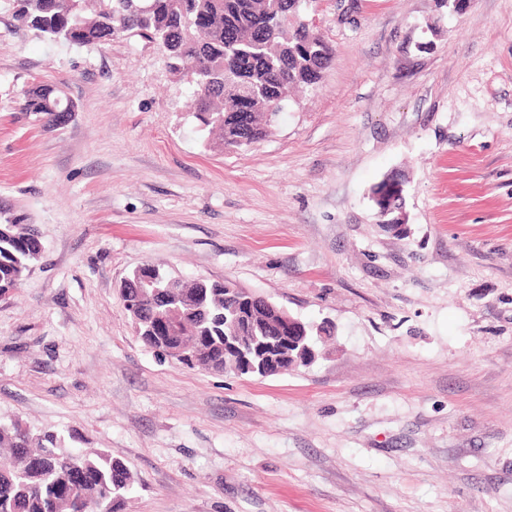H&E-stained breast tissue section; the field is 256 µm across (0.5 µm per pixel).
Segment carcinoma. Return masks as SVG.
Returning <instances> with one entry per match:
<instances>
[{
	"label": "carcinoma",
	"mask_w": 512,
	"mask_h": 512,
	"mask_svg": "<svg viewBox=\"0 0 512 512\" xmlns=\"http://www.w3.org/2000/svg\"><path fill=\"white\" fill-rule=\"evenodd\" d=\"M303 0H14L19 18L41 36L68 46L90 47L123 36L155 40L163 48L169 70L186 79L195 97L194 117L199 129H217L219 146H249L263 139L284 109L288 89L317 85L330 67L333 48L305 23L288 28ZM21 110L47 128L59 125L65 106L75 111L64 92L44 82L28 85ZM397 176L373 188L378 210L401 213L403 197ZM43 245L35 225L13 209L0 208V295L25 280L40 260ZM167 274L154 270L132 273L122 291L134 330L155 336L151 348L167 350L159 336L164 330L158 313L178 310L182 336L193 343L199 370L224 372L233 366L243 375L258 357L272 360L296 355V349L271 348L277 337L291 334L274 310L247 300L237 284L184 281L164 287ZM235 316L248 322L245 335L252 345L235 360L224 358V337ZM78 463L93 474L80 493L67 485L71 466ZM135 476L121 460L104 449L72 450L62 433L33 431L18 423H0V512H122L135 491Z\"/></svg>",
	"instance_id": "1"
}]
</instances>
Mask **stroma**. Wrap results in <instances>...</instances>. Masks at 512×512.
Instances as JSON below:
<instances>
[{
  "mask_svg": "<svg viewBox=\"0 0 512 512\" xmlns=\"http://www.w3.org/2000/svg\"><path fill=\"white\" fill-rule=\"evenodd\" d=\"M303 19L335 51L320 84L220 149L159 45L68 48L0 0V206L44 247L0 296V421L122 459L124 512H512V0ZM34 81L75 104L60 128L20 111ZM149 262L335 336L285 374L187 369L124 309ZM402 185L404 194V184L403 181L397 176H391L383 179L373 188V198L378 209V214L381 210L384 209H394V213L390 216L399 215L402 209V202L404 196L396 195L397 190L395 186Z\"/></svg>",
  "mask_w": 512,
  "mask_h": 512,
  "instance_id": "stroma-1",
  "label": "stroma"
}]
</instances>
